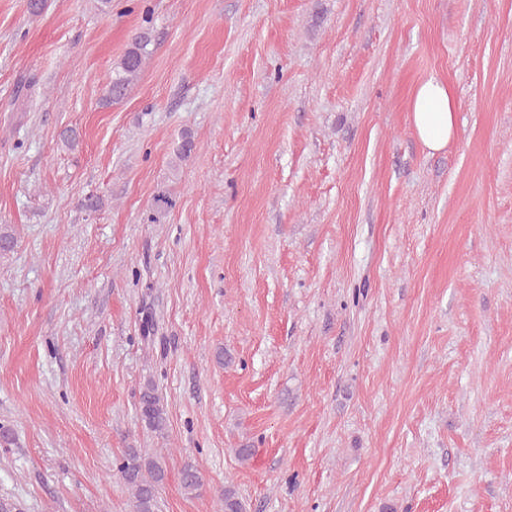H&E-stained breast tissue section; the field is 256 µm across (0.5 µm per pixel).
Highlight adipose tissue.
Here are the masks:
<instances>
[{"instance_id": "ef3b65f1", "label": "adipose tissue", "mask_w": 512, "mask_h": 512, "mask_svg": "<svg viewBox=\"0 0 512 512\" xmlns=\"http://www.w3.org/2000/svg\"><path fill=\"white\" fill-rule=\"evenodd\" d=\"M456 111L445 82L431 78L419 85L411 101L410 119L426 149L437 152L447 147L455 133Z\"/></svg>"}]
</instances>
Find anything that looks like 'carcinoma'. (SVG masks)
<instances>
[{"mask_svg": "<svg viewBox=\"0 0 512 512\" xmlns=\"http://www.w3.org/2000/svg\"><path fill=\"white\" fill-rule=\"evenodd\" d=\"M150 44L151 38L148 33H138L120 60L113 64L112 76L106 87V102L118 103L125 99L151 54ZM172 207L173 200L169 196L165 194L155 196L153 213L148 217V222L151 224L159 222V215ZM138 408L140 419L147 429L157 434L166 431L168 426L166 405L153 382L148 381L141 387ZM118 472L132 490L134 512H156L158 490L166 478L164 462L157 457L144 455L139 448H129L118 466ZM202 480L200 470L192 464L185 465L181 470V487L187 493L197 492L202 487ZM219 501L220 508L217 512H244L237 490L231 485L224 486Z\"/></svg>", "mask_w": 512, "mask_h": 512, "instance_id": "carcinoma-1", "label": "carcinoma"}]
</instances>
